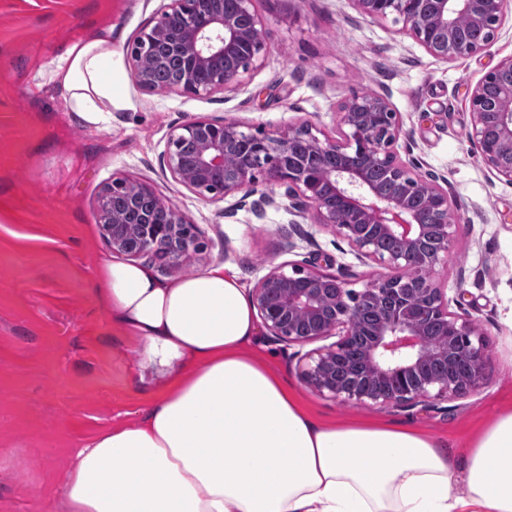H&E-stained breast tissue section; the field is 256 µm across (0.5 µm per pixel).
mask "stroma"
<instances>
[{"label": "stroma", "instance_id": "stroma-1", "mask_svg": "<svg viewBox=\"0 0 512 512\" xmlns=\"http://www.w3.org/2000/svg\"><path fill=\"white\" fill-rule=\"evenodd\" d=\"M163 4L0 0V512H61V476L75 451L137 420L173 374L143 360L95 294L100 265L113 259L97 208L112 177L147 181L198 225L207 249L190 273L223 264L251 289L272 267L305 258L345 272L357 291L384 274L331 228L295 222L284 187L264 186L274 202L259 218L238 197L203 199L162 163L171 130L197 116L268 133L308 121L336 135L337 107L354 92L386 94L403 126L399 156L452 189L461 222L436 280L450 311L487 338L489 381L428 411L342 406L301 379V345L261 335L255 347L321 418L412 421L463 447L473 427L512 403V184L472 153L468 108L470 87L512 57V20L485 50L445 62L349 0H254L268 52L241 91L148 94L133 81L127 47ZM104 31L113 104L94 119L67 108L48 68Z\"/></svg>", "mask_w": 512, "mask_h": 512}]
</instances>
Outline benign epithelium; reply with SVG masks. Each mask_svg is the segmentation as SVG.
<instances>
[{
  "label": "benign epithelium",
  "instance_id": "7a95c632",
  "mask_svg": "<svg viewBox=\"0 0 512 512\" xmlns=\"http://www.w3.org/2000/svg\"><path fill=\"white\" fill-rule=\"evenodd\" d=\"M364 16L392 20L425 51L452 61L486 49L512 0H349ZM462 17L486 31L482 42L459 37ZM267 51L253 0H169L128 46L140 90L210 96L235 94ZM159 69L168 84L154 83ZM497 87L494 99L486 85ZM512 58L470 91L471 145L482 163L512 184ZM339 138L305 121L276 134L245 132L225 117H193L173 129L163 166L197 195L223 201L256 192L258 179L286 186L289 208L328 226L354 249L398 270L360 291L307 261L273 268L251 298L266 334L284 343L337 340L304 354L301 376L341 404L395 409L475 394L488 381L487 341L476 321L449 310L436 268L452 252L456 222L448 185L418 176L396 151L398 113L381 93H356L338 106ZM423 195L425 207L413 204ZM100 224L112 252L146 257L182 273L207 249L202 231L147 183L114 177L101 191ZM459 363L453 376L437 369Z\"/></svg>",
  "mask_w": 512,
  "mask_h": 512
}]
</instances>
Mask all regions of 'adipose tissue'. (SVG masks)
I'll use <instances>...</instances> for the list:
<instances>
[{
	"label": "adipose tissue",
	"mask_w": 512,
	"mask_h": 512,
	"mask_svg": "<svg viewBox=\"0 0 512 512\" xmlns=\"http://www.w3.org/2000/svg\"><path fill=\"white\" fill-rule=\"evenodd\" d=\"M112 42L50 69L71 111L112 109ZM96 292L147 361L174 366L142 419L84 443L66 512H512V404L464 447L414 425L317 419L252 347L251 295L223 265L174 280L105 263Z\"/></svg>",
	"instance_id": "ef3b65f1"
}]
</instances>
